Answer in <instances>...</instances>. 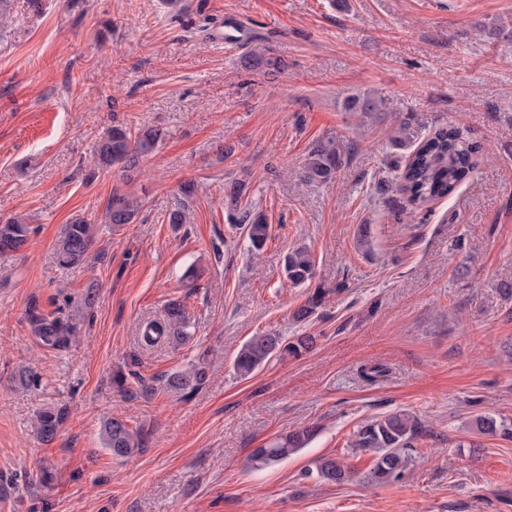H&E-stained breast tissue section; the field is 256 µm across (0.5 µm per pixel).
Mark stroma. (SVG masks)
<instances>
[{
    "label": "stroma",
    "mask_w": 512,
    "mask_h": 512,
    "mask_svg": "<svg viewBox=\"0 0 512 512\" xmlns=\"http://www.w3.org/2000/svg\"><path fill=\"white\" fill-rule=\"evenodd\" d=\"M183 2L179 13L163 0H10L0 220L25 218L31 232L0 256V512H512V438L472 427L479 415L512 421V296L501 289L512 283V0ZM256 45L287 69H246ZM363 92L386 99L366 123L341 108ZM406 117L417 140L462 123L488 153L423 209L404 207L393 180ZM114 125L164 140L133 173L102 169L93 152ZM327 136L349 159L306 185L295 171ZM233 180L270 226L255 255L227 219ZM190 181L187 222L169 223ZM116 191L141 201L134 223H106ZM77 219L94 242L85 264L63 269L53 248ZM302 246L329 294L299 324L306 289L283 267ZM172 300L193 338L142 347V325ZM34 308L76 325L67 348L40 343ZM267 331L315 343L238 377V351ZM202 355L209 377L195 394L148 392ZM369 364L388 375L363 381ZM50 406L69 417L45 443L34 419ZM399 410L426 431L405 477L378 486L372 454L350 443L362 422ZM111 417L148 433L132 460L102 444ZM312 424L307 448L251 466L252 449ZM323 457L352 479L315 475Z\"/></svg>",
    "instance_id": "1"
}]
</instances>
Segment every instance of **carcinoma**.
Instances as JSON below:
<instances>
[{
  "label": "carcinoma",
  "mask_w": 512,
  "mask_h": 512,
  "mask_svg": "<svg viewBox=\"0 0 512 512\" xmlns=\"http://www.w3.org/2000/svg\"><path fill=\"white\" fill-rule=\"evenodd\" d=\"M248 68L261 69L267 74L279 73L285 67L284 59L269 46L253 47L243 57ZM384 104L368 94H354L347 97L342 107L347 112L369 114ZM163 139V133L153 127H143L137 134L114 126L107 130L96 146L97 162L110 168L119 165L132 169L138 157L156 150ZM344 147L334 137L317 140L308 152L300 172L309 184H323L332 180L336 171L344 164ZM485 158L483 148L473 142L465 126L441 127L422 140L408 154L405 164L400 167L395 186L406 203L414 208L425 207L436 200L447 197L466 180ZM244 185L233 181L227 185V197L234 222L244 221L250 247L261 250L270 237L269 225L263 215L245 213L235 217L243 195ZM182 201L169 213V223H187L186 202L194 195L195 186L185 183L180 187ZM140 210L137 199L125 194H112L106 205L107 223L121 226L135 221ZM30 226L23 218H11L0 224V254L16 252L28 241ZM93 242V225L76 220L67 225L64 235L55 247V258L59 266L72 268L83 264ZM285 276L294 285H302L314 276V262L309 251L296 248L285 257ZM328 291L315 288L305 303L294 312L297 322L309 320L324 304ZM31 325L36 336L47 346L60 349L68 346L74 328L54 315H34ZM189 321L184 305L172 301L167 305L160 320L146 323L140 333V342L153 347L161 342L182 343L190 338ZM314 337L302 335L290 339L276 334H261L251 337L239 350L234 360L236 373L248 379L275 358L299 356L309 350ZM208 377V364L199 361L182 371L173 372L163 379L162 389L173 394H190L203 386ZM66 421L62 408L47 407L37 415V432L46 441H52ZM474 427L483 433L512 435V426L507 421H497L489 416H477ZM425 432L420 419L406 411L376 417L362 425L354 435L351 447L356 451H369L374 455L371 479L377 484L396 482L402 479L410 464L407 450L414 447L417 438ZM103 445L112 457L130 460L143 451L146 435L130 429L119 419L103 421L100 429ZM316 429L311 426L297 427L276 437L267 445L253 450L250 461L256 467L279 463L297 453L313 440ZM319 477L330 483L341 485L351 479L352 470L340 459H323L317 465Z\"/></svg>",
  "instance_id": "obj_1"
}]
</instances>
